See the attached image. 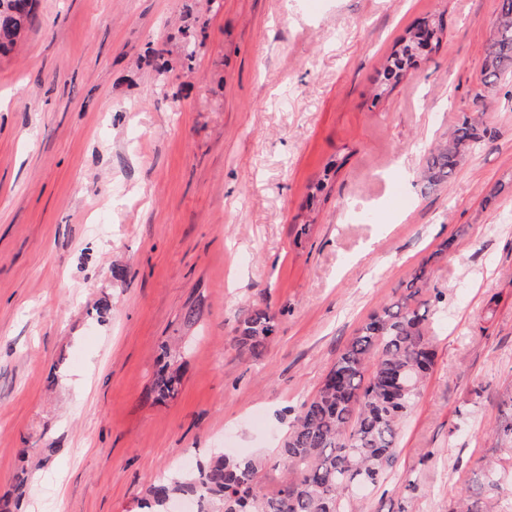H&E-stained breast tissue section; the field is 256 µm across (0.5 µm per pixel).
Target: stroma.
<instances>
[{
  "label": "stroma",
  "instance_id": "stroma-1",
  "mask_svg": "<svg viewBox=\"0 0 512 512\" xmlns=\"http://www.w3.org/2000/svg\"><path fill=\"white\" fill-rule=\"evenodd\" d=\"M499 6L38 0L0 58V498L22 476L19 512H139L151 480L214 448L275 490L292 410L423 266L443 294L435 367L355 504L455 512L512 391V89L482 82ZM430 17L440 48L374 99ZM465 114L488 138L425 188L424 156ZM258 309L278 331L253 356L234 336ZM164 342L183 383L158 403ZM428 26L437 33V37L432 43L428 41V38L424 39L421 35L409 31L407 36L401 37L392 47L376 80V98H381L384 94L391 91L407 75L410 69L415 68L418 64L417 58L423 52L427 49L431 51L433 48H439L444 33L442 18H424L419 22L415 30L418 31Z\"/></svg>",
  "mask_w": 512,
  "mask_h": 512
}]
</instances>
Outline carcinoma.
<instances>
[{"label":"carcinoma","instance_id":"cac0c4a2","mask_svg":"<svg viewBox=\"0 0 512 512\" xmlns=\"http://www.w3.org/2000/svg\"><path fill=\"white\" fill-rule=\"evenodd\" d=\"M34 0H0V55L11 52L33 20ZM434 41L408 33L392 47L376 80V97L388 93L417 66L426 50L437 49L443 20L424 19ZM484 85L512 79V0H501L500 13L483 53ZM479 122L468 115L425 157L423 176L430 186L448 181L465 157L479 146ZM431 292L425 267L417 269L399 296L384 304L361 326L326 374L319 390L294 411L279 448L283 470L278 488L261 487V464L214 449L185 475L150 484L144 512H167L177 496L196 500L197 512H352L355 492L378 484L399 454L402 425L417 396V383L432 371L435 349L427 336ZM276 315L256 310L236 337L238 346L258 354L275 334ZM167 345L160 347L153 391L160 400L175 397L181 375ZM479 484L493 503L480 496L461 497L460 512H508L512 509V447L499 449Z\"/></svg>","mask_w":512,"mask_h":512}]
</instances>
